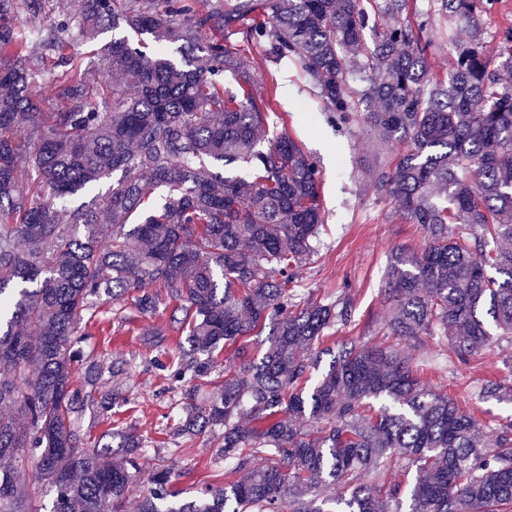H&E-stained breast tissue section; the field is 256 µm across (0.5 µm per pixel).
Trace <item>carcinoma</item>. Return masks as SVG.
Here are the masks:
<instances>
[{"label": "carcinoma", "mask_w": 512, "mask_h": 512, "mask_svg": "<svg viewBox=\"0 0 512 512\" xmlns=\"http://www.w3.org/2000/svg\"><path fill=\"white\" fill-rule=\"evenodd\" d=\"M416 0H382L378 19L360 0H85L55 26L23 33L0 25V512H126V489L148 463L142 439L112 431L88 448L72 428L87 408L72 388L81 321L92 300L150 289L173 304L171 328L188 349L169 372L175 387L203 380L212 353L275 325L259 358L224 368L222 390L182 405L186 430L211 438L246 479L178 500L170 469L151 466L138 512H323L317 493L405 460L411 481L350 486L343 512H512V428L478 436L466 410L429 388L396 351L344 346L306 393L298 356L330 324L328 306L293 301L302 263L323 224L316 160L292 138L268 139L261 83L227 48L242 34L275 57L297 59L319 96L347 124L355 103L382 141L408 152L388 168L369 162L370 185L426 230L420 253H395L386 269L393 334L418 340L452 332L460 356L488 340V323L512 335V28L487 54L483 19L498 0H433L417 27ZM40 0H0V16H35ZM448 22L456 44L448 79L434 75L430 29ZM148 35V53L106 44L84 70L66 53L101 30ZM377 31L370 45L364 30ZM181 43L183 61L163 56ZM64 67L49 96L34 91L45 62ZM244 79L239 91L224 74ZM245 167L223 176L211 166ZM33 171L26 187L18 173ZM108 191L74 208L68 197L102 179ZM166 194L154 199L156 189ZM495 270L499 277L490 274ZM381 406L374 408L373 403ZM53 492L16 475L26 455Z\"/></svg>", "instance_id": "carcinoma-1"}]
</instances>
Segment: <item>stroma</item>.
I'll list each match as a JSON object with an SVG mask.
<instances>
[{"label":"stroma","instance_id":"stroma-1","mask_svg":"<svg viewBox=\"0 0 512 512\" xmlns=\"http://www.w3.org/2000/svg\"><path fill=\"white\" fill-rule=\"evenodd\" d=\"M235 52L249 58L254 79L269 92V129L292 137L313 154L320 171L319 201L324 222L314 253L299 270L293 293L298 302L340 305L351 302L349 320H336L316 345L318 364L309 373L317 381L341 343L391 347L400 351L414 373L437 392L470 411L485 437L512 424V337L496 336L475 355H457L449 334L435 329L421 340L394 335L389 326L390 302L384 271L400 249L420 251L427 244L421 225L406 222L392 199L374 193L367 176L372 155L393 163L406 152L399 141L377 145L357 106L350 123H337L301 64L292 58L268 57L263 48L235 37ZM135 292L94 301L85 311L87 337L83 363L74 371L83 386L86 366L104 368L103 388L118 393L103 422L76 419L74 430L86 445L105 432L131 431L140 436L150 457L163 459L174 471L173 485L181 499L200 494L208 485L236 480L221 451L181 431L177 406L181 389H168L164 365L176 358L178 333L169 331L164 314L141 313ZM497 384V394L485 393Z\"/></svg>","mask_w":512,"mask_h":512}]
</instances>
